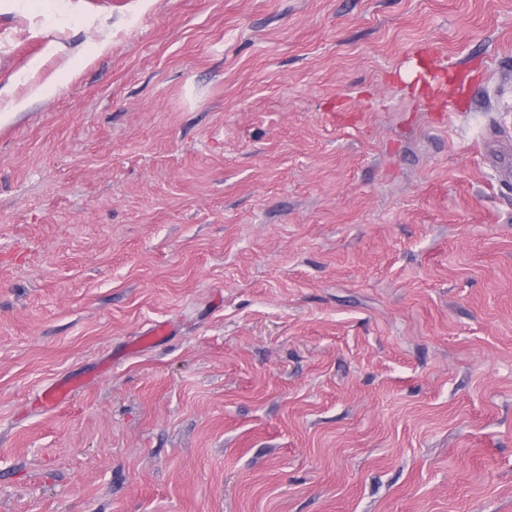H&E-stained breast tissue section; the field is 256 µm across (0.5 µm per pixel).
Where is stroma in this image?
Wrapping results in <instances>:
<instances>
[{
	"mask_svg": "<svg viewBox=\"0 0 512 512\" xmlns=\"http://www.w3.org/2000/svg\"><path fill=\"white\" fill-rule=\"evenodd\" d=\"M64 6L0 0L73 71L0 98V512H512V0ZM47 85L42 86H31L28 90V93L24 97H13V93L10 90H0V95L4 94L5 98H8V105L4 108V111L7 112H21L29 103L43 96L45 91L47 90Z\"/></svg>",
	"mask_w": 512,
	"mask_h": 512,
	"instance_id": "stroma-1",
	"label": "stroma"
}]
</instances>
